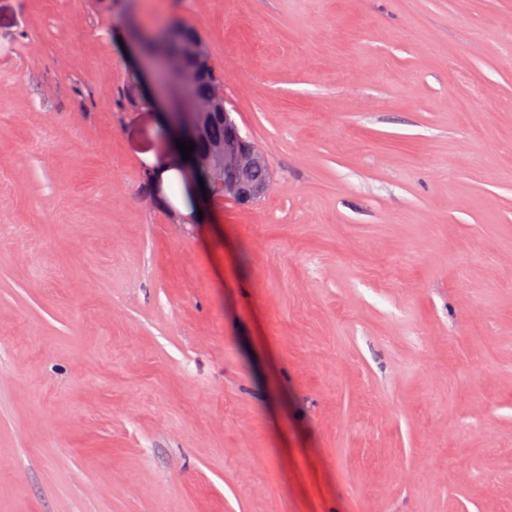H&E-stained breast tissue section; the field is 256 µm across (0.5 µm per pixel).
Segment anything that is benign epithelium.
<instances>
[{
	"label": "benign epithelium",
	"instance_id": "1",
	"mask_svg": "<svg viewBox=\"0 0 512 512\" xmlns=\"http://www.w3.org/2000/svg\"><path fill=\"white\" fill-rule=\"evenodd\" d=\"M177 42L176 51L167 59L146 60L140 58L151 79L163 89L173 93L172 112L177 129L197 139H205L209 123L230 113L225 107L224 89L206 99L191 95L192 86L204 76L206 66L212 62L210 49L205 39L173 31L169 34ZM268 164L265 154L247 139L237 136L235 142L211 143L192 165L171 151L163 156L158 167L174 171L182 179L187 197L207 193L226 199L251 198L258 201L265 197L269 184L246 187L234 175L259 165ZM205 172L211 181L200 187L198 171Z\"/></svg>",
	"mask_w": 512,
	"mask_h": 512
}]
</instances>
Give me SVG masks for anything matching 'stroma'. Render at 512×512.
<instances>
[{
    "label": "stroma",
    "instance_id": "35a3bbf8",
    "mask_svg": "<svg viewBox=\"0 0 512 512\" xmlns=\"http://www.w3.org/2000/svg\"><path fill=\"white\" fill-rule=\"evenodd\" d=\"M194 26L268 194L141 183ZM0 512H512V0H0Z\"/></svg>",
    "mask_w": 512,
    "mask_h": 512
}]
</instances>
